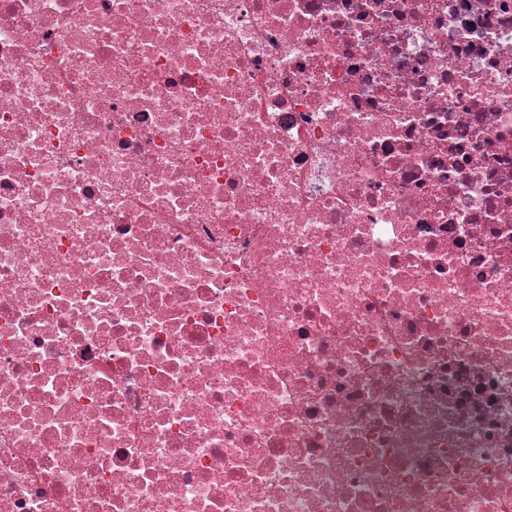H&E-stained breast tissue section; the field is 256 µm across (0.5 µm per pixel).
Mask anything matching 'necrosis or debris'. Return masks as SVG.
I'll list each match as a JSON object with an SVG mask.
<instances>
[{"label":"necrosis or debris","mask_w":512,"mask_h":512,"mask_svg":"<svg viewBox=\"0 0 512 512\" xmlns=\"http://www.w3.org/2000/svg\"><path fill=\"white\" fill-rule=\"evenodd\" d=\"M0 512H512V0H0Z\"/></svg>","instance_id":"1"}]
</instances>
